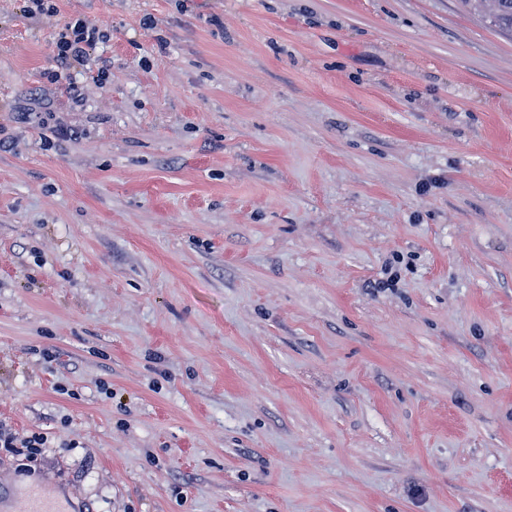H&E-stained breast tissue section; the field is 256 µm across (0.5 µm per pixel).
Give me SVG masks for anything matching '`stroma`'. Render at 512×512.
<instances>
[{
	"instance_id": "obj_1",
	"label": "stroma",
	"mask_w": 512,
	"mask_h": 512,
	"mask_svg": "<svg viewBox=\"0 0 512 512\" xmlns=\"http://www.w3.org/2000/svg\"><path fill=\"white\" fill-rule=\"evenodd\" d=\"M56 5L0 0V423L46 440L0 447V500L512 512V34ZM78 16L106 38L52 80ZM46 440L40 435H32L24 439H18L15 433L7 425L0 423V447L13 448L19 455L35 456L40 454L41 448H45Z\"/></svg>"
}]
</instances>
